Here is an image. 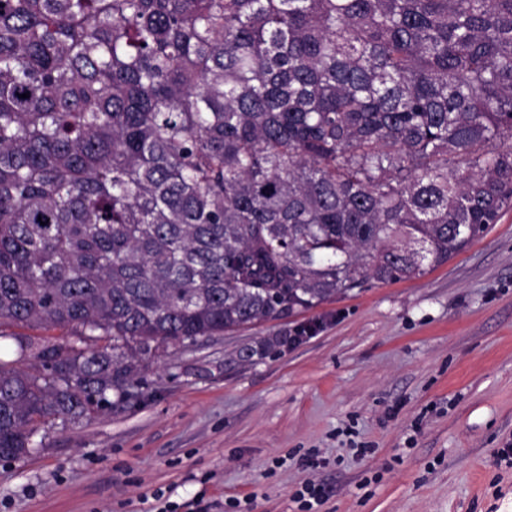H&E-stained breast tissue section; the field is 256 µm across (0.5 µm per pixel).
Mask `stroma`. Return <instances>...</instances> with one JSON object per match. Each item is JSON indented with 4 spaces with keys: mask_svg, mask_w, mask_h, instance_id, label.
<instances>
[{
    "mask_svg": "<svg viewBox=\"0 0 512 512\" xmlns=\"http://www.w3.org/2000/svg\"><path fill=\"white\" fill-rule=\"evenodd\" d=\"M139 391L0 461V512H512V210L422 277L160 353Z\"/></svg>",
    "mask_w": 512,
    "mask_h": 512,
    "instance_id": "obj_1",
    "label": "stroma"
}]
</instances>
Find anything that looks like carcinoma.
I'll return each mask as SVG.
<instances>
[{"label":"carcinoma","mask_w":512,"mask_h":512,"mask_svg":"<svg viewBox=\"0 0 512 512\" xmlns=\"http://www.w3.org/2000/svg\"><path fill=\"white\" fill-rule=\"evenodd\" d=\"M511 207L512 0H0V457Z\"/></svg>","instance_id":"1"}]
</instances>
